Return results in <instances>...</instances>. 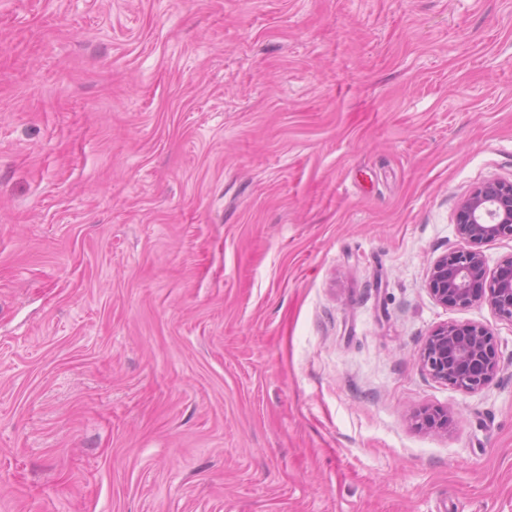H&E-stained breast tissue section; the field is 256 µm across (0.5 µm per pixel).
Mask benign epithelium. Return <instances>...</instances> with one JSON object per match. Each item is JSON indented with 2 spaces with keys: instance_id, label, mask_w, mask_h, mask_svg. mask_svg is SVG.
I'll return each instance as SVG.
<instances>
[{
  "instance_id": "7a95c632",
  "label": "benign epithelium",
  "mask_w": 512,
  "mask_h": 512,
  "mask_svg": "<svg viewBox=\"0 0 512 512\" xmlns=\"http://www.w3.org/2000/svg\"><path fill=\"white\" fill-rule=\"evenodd\" d=\"M456 232L462 246L432 265L427 289L443 306L487 304L501 320L512 323V255L496 270L488 268L481 247L512 237V180L489 179L458 207ZM420 363L432 378L464 391L489 385L498 372L494 333L477 322L444 323L426 336ZM422 424L434 432L448 430V412L426 411Z\"/></svg>"
}]
</instances>
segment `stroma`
Instances as JSON below:
<instances>
[{"label":"stroma","mask_w":512,"mask_h":512,"mask_svg":"<svg viewBox=\"0 0 512 512\" xmlns=\"http://www.w3.org/2000/svg\"><path fill=\"white\" fill-rule=\"evenodd\" d=\"M493 177L512 0H0V512H512L426 288Z\"/></svg>","instance_id":"35a3bbf8"}]
</instances>
